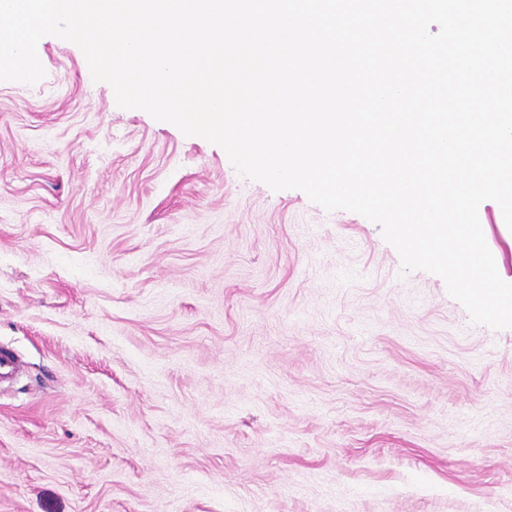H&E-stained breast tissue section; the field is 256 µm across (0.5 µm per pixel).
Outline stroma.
<instances>
[{"instance_id": "35a3bbf8", "label": "stroma", "mask_w": 512, "mask_h": 512, "mask_svg": "<svg viewBox=\"0 0 512 512\" xmlns=\"http://www.w3.org/2000/svg\"><path fill=\"white\" fill-rule=\"evenodd\" d=\"M37 53L0 82V512H512V328Z\"/></svg>"}]
</instances>
